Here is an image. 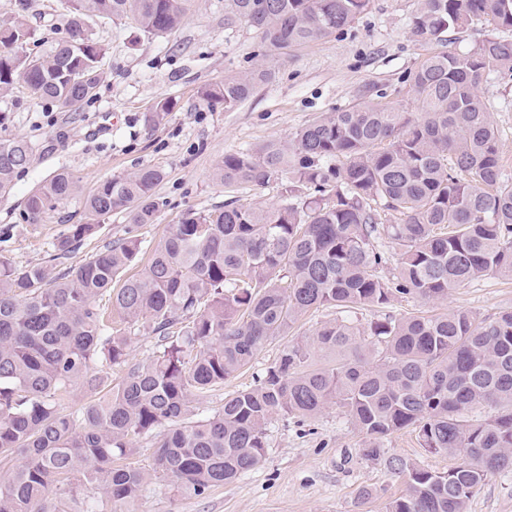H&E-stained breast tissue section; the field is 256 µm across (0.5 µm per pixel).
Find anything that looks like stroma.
Here are the masks:
<instances>
[{
  "label": "stroma",
  "instance_id": "obj_1",
  "mask_svg": "<svg viewBox=\"0 0 512 512\" xmlns=\"http://www.w3.org/2000/svg\"><path fill=\"white\" fill-rule=\"evenodd\" d=\"M416 0H372L368 11L340 33L277 54L274 78L259 85L233 110L210 107L201 87L223 81L228 69L251 66L263 49L259 34L237 23L224 25V0H191L181 27L162 38L145 36L128 21L91 20L93 38L104 45L96 95L79 111L36 99L23 86L0 99V141L26 138L37 146L10 195L0 197V256L15 266L52 261L55 271L77 265L105 244L124 237L130 222L118 211L66 259L50 260V245L70 225L87 223L86 195L112 176L143 166L161 169L156 194L162 205L154 223L140 230L145 247H154L189 211L223 207L225 201L270 205L276 186H226L214 169L224 154L286 140L333 112L377 96L383 106L414 112L418 101L405 77L430 54L472 50L491 30L472 22L446 40L419 44L409 35ZM501 135V161L512 175V80L490 74L480 86ZM168 99L174 109L158 123L148 115ZM70 171L79 190L58 204L42 223L27 224L21 203L28 192L59 170ZM461 309L477 318L512 310V278L488 277L454 289L445 303L394 301L390 309L366 307L357 317L367 324L385 312L407 316ZM282 341L262 348L250 371L237 375L201 400L200 412L222 404L225 394L250 386L255 371L275 361ZM365 437L336 409L299 423L274 419L266 430L263 464L207 497L176 495L152 482L137 512H385L386 503L404 488L403 478L382 465L361 460ZM389 455L443 472L455 457L421 448L413 429L389 436ZM373 495L364 499L362 488ZM469 512H512V469L494 474L470 502Z\"/></svg>",
  "mask_w": 512,
  "mask_h": 512
}]
</instances>
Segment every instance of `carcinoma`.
<instances>
[{"label":"carcinoma","instance_id":"cac0c4a2","mask_svg":"<svg viewBox=\"0 0 512 512\" xmlns=\"http://www.w3.org/2000/svg\"><path fill=\"white\" fill-rule=\"evenodd\" d=\"M188 0H60L64 36L27 51L31 0H8L0 21V98L24 86L77 111L92 99L106 49L89 21L129 20L160 37L183 23ZM370 0H224V24L243 22L270 51L321 40L364 14ZM484 19L493 29L470 52L438 53L409 72L419 102L365 103L318 120L288 140L224 155L226 185L279 187L268 207L224 203L188 212L151 251L141 274L122 278L141 255L138 231L154 223V167L115 175L86 198V224L52 243L74 253L114 211L126 236L62 274L42 263L0 258V462L18 464L0 482V512H58L65 480L80 512H131L153 480L205 497L265 459L276 417L313 419L338 408L367 441L362 459L405 480L385 512H468L493 474L512 468V311L479 320L464 310L419 312L364 326L355 311L396 299L444 302L456 288L512 277V177L500 165V134L478 88L512 77V0H417L410 35L441 41ZM274 74L264 53L224 73L200 99L230 110ZM35 144L0 142V195L25 171ZM77 189L61 170L25 198L28 224ZM398 266L391 267L393 254ZM336 310L315 332L291 340L253 385L201 415L197 404L286 335L301 316ZM115 311L120 326L106 318ZM155 339L146 361L130 358L133 336ZM125 367L112 385V366ZM82 383L95 399L62 401ZM407 427L421 447L460 462L436 472L390 457L388 437ZM150 440L153 466L138 464Z\"/></svg>","mask_w":512,"mask_h":512}]
</instances>
